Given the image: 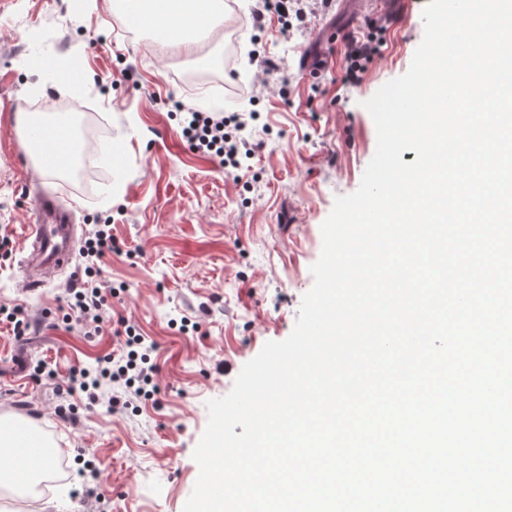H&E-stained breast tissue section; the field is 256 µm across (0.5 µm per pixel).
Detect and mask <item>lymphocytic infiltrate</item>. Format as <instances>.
<instances>
[{
    "mask_svg": "<svg viewBox=\"0 0 512 512\" xmlns=\"http://www.w3.org/2000/svg\"><path fill=\"white\" fill-rule=\"evenodd\" d=\"M379 20L365 18L360 35L344 34L346 64L340 75L342 84L355 86L360 75L379 52ZM242 121H234L220 112H190L182 126V135L191 148L218 160L224 167L240 168L238 143L233 131L243 130ZM112 233L109 225L99 224L88 236L83 254L88 260L86 279L69 291L66 320L79 326L85 334L96 335L106 329L103 315L106 293L98 277L105 258L112 253ZM117 351L99 366L97 374L87 369L72 370L68 377L69 389H80L89 400H96L98 389L105 384L121 383L131 388L147 385L152 380L154 365L149 364L145 353L144 336L133 325L116 330Z\"/></svg>",
    "mask_w": 512,
    "mask_h": 512,
    "instance_id": "lymphocytic-infiltrate-1",
    "label": "lymphocytic infiltrate"
}]
</instances>
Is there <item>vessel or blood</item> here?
<instances>
[{"label":"vessel or blood","instance_id":"obj_1","mask_svg":"<svg viewBox=\"0 0 512 512\" xmlns=\"http://www.w3.org/2000/svg\"><path fill=\"white\" fill-rule=\"evenodd\" d=\"M49 149L42 156V164L51 169L58 166L70 151L74 132L70 124L61 123L40 134ZM36 220L28 228L23 247L38 256L43 269H56L67 265L74 247L69 232L71 217L62 195L48 192L40 196L35 205Z\"/></svg>","mask_w":512,"mask_h":512}]
</instances>
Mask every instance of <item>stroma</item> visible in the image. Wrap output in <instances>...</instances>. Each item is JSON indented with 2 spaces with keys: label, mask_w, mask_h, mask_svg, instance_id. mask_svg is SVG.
Listing matches in <instances>:
<instances>
[{
  "label": "stroma",
  "mask_w": 512,
  "mask_h": 512,
  "mask_svg": "<svg viewBox=\"0 0 512 512\" xmlns=\"http://www.w3.org/2000/svg\"><path fill=\"white\" fill-rule=\"evenodd\" d=\"M232 19L200 47L217 60L203 70L182 47L132 29L113 0H0V306H23L30 327L17 336L0 321V412L35 415L34 424L70 469L65 488L25 500L0 495V512H183L199 475L192 452L207 403L227 395L245 363L292 332L321 226L337 196L355 192L376 150L364 101L404 74L424 34L428 0H397L384 11L380 54L358 85L337 77L342 42L319 30L360 32L362 0H333L294 34L276 14L252 24L254 0H227ZM38 65H30L31 55ZM76 55L86 81L53 84L50 64ZM286 68L284 87L268 84L257 60ZM83 102L124 159L90 183L61 182L32 167L15 128L16 112ZM240 116L251 156L222 168L182 136L187 109ZM64 193L81 235L112 227L115 248L101 274L116 291L113 317L137 327L153 349L150 396L109 411L104 397L62 385L71 368L96 369L117 342L66 328L68 290L84 274L82 255L24 293L20 246L35 220L33 201Z\"/></svg>",
  "instance_id": "35a3bbf8"
}]
</instances>
